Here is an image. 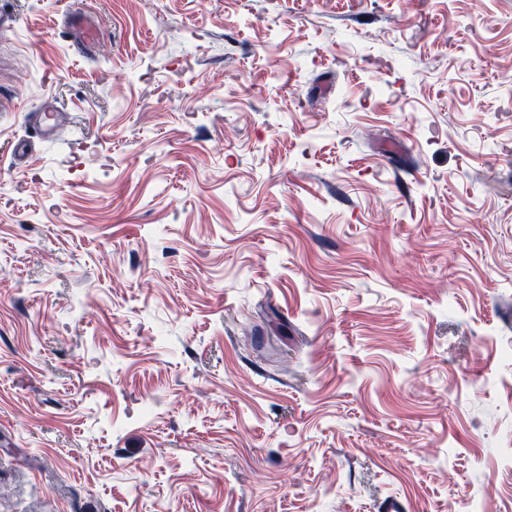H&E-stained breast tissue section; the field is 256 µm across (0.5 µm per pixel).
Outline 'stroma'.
<instances>
[{"label":"stroma","mask_w":512,"mask_h":512,"mask_svg":"<svg viewBox=\"0 0 512 512\" xmlns=\"http://www.w3.org/2000/svg\"><path fill=\"white\" fill-rule=\"evenodd\" d=\"M73 2L0 0V512L512 501V0ZM80 35L75 37V43L88 63H95L98 59L95 45L99 41L97 28L85 26L79 30ZM60 124V113L49 107H44L40 115L36 116L35 133L42 138H50L55 135Z\"/></svg>","instance_id":"stroma-1"}]
</instances>
